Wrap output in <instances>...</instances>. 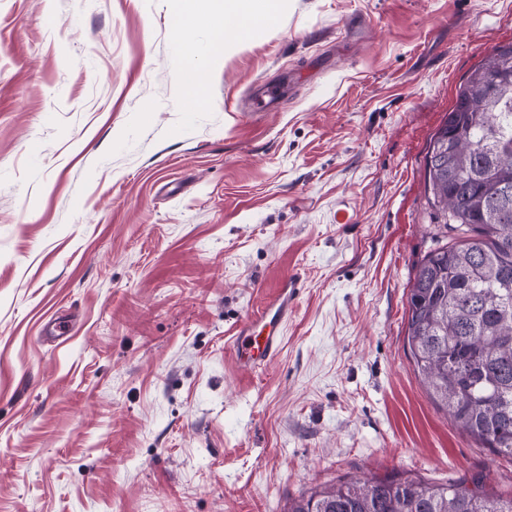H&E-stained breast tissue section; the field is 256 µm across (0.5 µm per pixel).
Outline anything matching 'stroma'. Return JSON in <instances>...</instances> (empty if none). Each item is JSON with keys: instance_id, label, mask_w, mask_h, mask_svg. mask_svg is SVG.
<instances>
[{"instance_id": "35a3bbf8", "label": "stroma", "mask_w": 512, "mask_h": 512, "mask_svg": "<svg viewBox=\"0 0 512 512\" xmlns=\"http://www.w3.org/2000/svg\"><path fill=\"white\" fill-rule=\"evenodd\" d=\"M180 7L0 0V512H286L480 471L512 495L405 343L426 147L512 0H282L225 52L207 28L184 50ZM287 279L278 357L240 367L230 337Z\"/></svg>"}]
</instances>
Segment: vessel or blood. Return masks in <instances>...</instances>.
<instances>
[{
    "instance_id": "1",
    "label": "vessel or blood",
    "mask_w": 512,
    "mask_h": 512,
    "mask_svg": "<svg viewBox=\"0 0 512 512\" xmlns=\"http://www.w3.org/2000/svg\"><path fill=\"white\" fill-rule=\"evenodd\" d=\"M293 290V283H282L274 302L241 324L231 337L230 348L240 367L252 369L277 357L283 343L280 327L288 320V296Z\"/></svg>"
}]
</instances>
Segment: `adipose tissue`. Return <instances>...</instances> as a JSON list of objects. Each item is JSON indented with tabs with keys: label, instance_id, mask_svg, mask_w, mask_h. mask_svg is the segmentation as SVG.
<instances>
[{
	"label": "adipose tissue",
	"instance_id": "ef3b65f1",
	"mask_svg": "<svg viewBox=\"0 0 512 512\" xmlns=\"http://www.w3.org/2000/svg\"><path fill=\"white\" fill-rule=\"evenodd\" d=\"M279 0H223L217 16H203L184 9L178 17L174 32L176 38L188 37L201 27L215 28L217 47L227 50L243 44L251 37L262 13L275 10Z\"/></svg>",
	"mask_w": 512,
	"mask_h": 512
}]
</instances>
